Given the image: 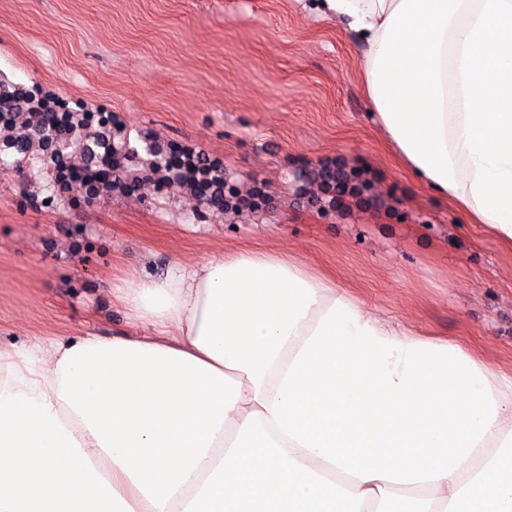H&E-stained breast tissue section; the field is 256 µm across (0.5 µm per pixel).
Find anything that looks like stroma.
<instances>
[{
    "instance_id": "35a3bbf8",
    "label": "stroma",
    "mask_w": 512,
    "mask_h": 512,
    "mask_svg": "<svg viewBox=\"0 0 512 512\" xmlns=\"http://www.w3.org/2000/svg\"><path fill=\"white\" fill-rule=\"evenodd\" d=\"M357 33L322 0H0V75L106 108L131 141L202 148L241 196L211 210L143 172L131 195L53 212L0 163V342L127 331L112 291L241 247L285 249L369 307L512 367V251L438 201L369 118ZM357 166L374 197L318 199L309 173Z\"/></svg>"
}]
</instances>
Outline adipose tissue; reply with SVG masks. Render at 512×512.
I'll return each mask as SVG.
<instances>
[{"mask_svg":"<svg viewBox=\"0 0 512 512\" xmlns=\"http://www.w3.org/2000/svg\"><path fill=\"white\" fill-rule=\"evenodd\" d=\"M407 171L512 248V0H325ZM134 332L0 344V512H512V371L289 253L117 289Z\"/></svg>","mask_w":512,"mask_h":512,"instance_id":"ef3b65f1","label":"adipose tissue"}]
</instances>
